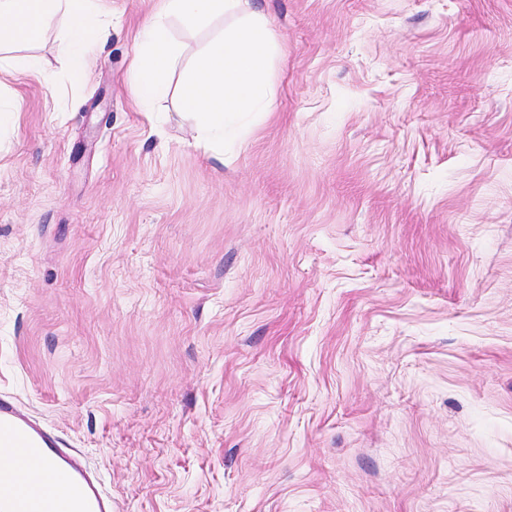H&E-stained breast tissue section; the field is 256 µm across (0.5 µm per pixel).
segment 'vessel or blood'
I'll return each mask as SVG.
<instances>
[{
	"instance_id": "vessel-or-blood-1",
	"label": "vessel or blood",
	"mask_w": 512,
	"mask_h": 512,
	"mask_svg": "<svg viewBox=\"0 0 512 512\" xmlns=\"http://www.w3.org/2000/svg\"><path fill=\"white\" fill-rule=\"evenodd\" d=\"M0 448L14 468L0 474V512H112L98 478L13 402L0 399ZM56 495H47L48 487Z\"/></svg>"
}]
</instances>
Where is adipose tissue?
Wrapping results in <instances>:
<instances>
[{
	"instance_id": "ef3b65f1",
	"label": "adipose tissue",
	"mask_w": 512,
	"mask_h": 512,
	"mask_svg": "<svg viewBox=\"0 0 512 512\" xmlns=\"http://www.w3.org/2000/svg\"><path fill=\"white\" fill-rule=\"evenodd\" d=\"M90 0H0V44H32L48 31L55 18L68 21L72 42L70 67L75 75L89 69L88 46L100 39L86 21Z\"/></svg>"
}]
</instances>
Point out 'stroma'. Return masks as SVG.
I'll list each match as a JSON object with an SVG mask.
<instances>
[{
  "label": "stroma",
  "instance_id": "35a3bbf8",
  "mask_svg": "<svg viewBox=\"0 0 512 512\" xmlns=\"http://www.w3.org/2000/svg\"><path fill=\"white\" fill-rule=\"evenodd\" d=\"M155 0L10 50L0 398L112 512H512V0H257L215 160L133 103Z\"/></svg>",
  "mask_w": 512,
  "mask_h": 512
}]
</instances>
